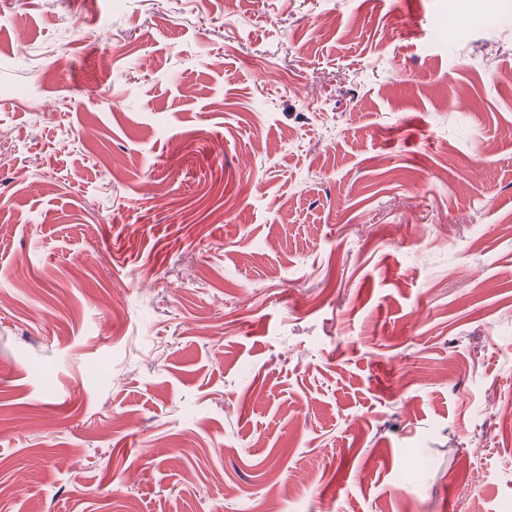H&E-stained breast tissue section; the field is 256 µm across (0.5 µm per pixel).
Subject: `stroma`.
<instances>
[{"mask_svg":"<svg viewBox=\"0 0 512 512\" xmlns=\"http://www.w3.org/2000/svg\"><path fill=\"white\" fill-rule=\"evenodd\" d=\"M0 512H512V0H0Z\"/></svg>","mask_w":512,"mask_h":512,"instance_id":"35a3bbf8","label":"stroma"}]
</instances>
